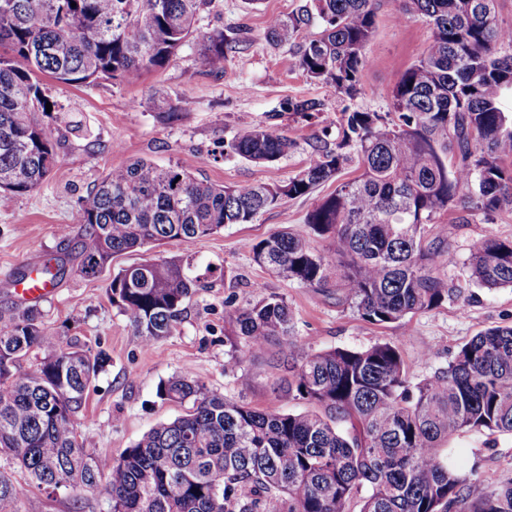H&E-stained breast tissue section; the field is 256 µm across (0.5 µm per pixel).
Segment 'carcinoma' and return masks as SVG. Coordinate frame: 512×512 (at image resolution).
I'll list each match as a JSON object with an SVG mask.
<instances>
[{
	"label": "carcinoma",
	"mask_w": 512,
	"mask_h": 512,
	"mask_svg": "<svg viewBox=\"0 0 512 512\" xmlns=\"http://www.w3.org/2000/svg\"><path fill=\"white\" fill-rule=\"evenodd\" d=\"M212 2L0 0V198L36 191L57 163L52 122L61 106L44 78L135 84L189 44L206 67L224 72V30L199 26ZM407 14L424 17L432 35L392 85L391 111L344 108L336 148H318L282 184H211L145 159L112 168L81 197L79 228H59L74 252L37 271L54 288L70 260L81 277L97 279L123 253L249 223L355 161L360 174L308 213L309 233L277 231L251 243L254 262L309 288L336 289L340 303L373 324L457 297L459 285L438 264L453 227L437 218L459 200L486 216L512 205V113L501 108L512 96V54L500 52L512 46V26L495 0H403L395 20ZM375 23L376 0H310L272 17L266 38L296 47L308 79L352 98ZM314 25L317 36L297 41ZM146 106L173 118L185 101L151 95ZM289 147L286 136L254 124L240 126L228 145L256 164ZM466 269L480 288H512V240L475 241ZM198 283L181 260L149 258L113 274L109 292L153 345L171 335ZM254 288L257 301L224 306L226 369L271 350L288 372L284 395L313 410H255L184 372L156 391L164 402L190 403L184 414L119 458L100 456L84 446L75 414L105 356L61 346L33 305L0 318V455L52 493L104 486L111 512H512V481L486 483L477 464L463 469L451 445L469 433L512 435V326L477 334L447 367L415 383L393 341L307 349L287 301ZM35 349L44 357L21 372ZM19 495L0 468V512H19Z\"/></svg>",
	"instance_id": "obj_1"
}]
</instances>
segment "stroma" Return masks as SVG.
<instances>
[{
    "instance_id": "35a3bbf8",
    "label": "stroma",
    "mask_w": 512,
    "mask_h": 512,
    "mask_svg": "<svg viewBox=\"0 0 512 512\" xmlns=\"http://www.w3.org/2000/svg\"><path fill=\"white\" fill-rule=\"evenodd\" d=\"M304 2L260 0L253 7L247 0H213L200 25L224 31L227 61L220 74L209 71L190 45L166 68L136 84L104 81L85 87L51 82L54 100L80 106L86 130L72 133L64 121H57L58 161L46 182L32 193L0 201V278L38 267L47 254L63 252L67 243L57 233L59 225L76 222L79 199L109 168L145 158L180 165L218 185L281 183L302 169L318 146H335L336 118L343 108L389 111L394 77L424 55L431 40L429 24L418 15L394 22L400 0H376V29L367 49L370 62L357 95L349 99L331 86L310 82L288 47L266 39L270 17L288 14ZM156 90L172 99H192L193 105L173 119L142 107V99ZM300 99L316 100L323 109L307 115L289 110V102ZM245 117L287 136L292 143L288 154L269 166L225 154ZM335 188V182L323 183L310 195L281 200L250 223L228 224L196 242L171 241L155 249V256L182 259L187 273L200 277L202 286L184 303L173 333L154 346H144L112 305L108 277L88 280L67 272L52 293L38 301L42 325L62 344L77 343L108 356L77 415L85 447L120 457L156 424L182 414L180 404L157 398L156 387L183 371L253 408L303 411L304 403L284 397L280 383L285 373L269 357L249 359L233 372L225 368L224 304L241 307L255 300L257 282L264 283L266 293L286 299L295 331L306 346L318 351L396 341L416 381L445 367L479 332L512 325V288L469 285L465 268L476 240L512 239V206L489 218L459 208L441 215V223L453 225L455 232L441 268L460 284L461 292L399 323L367 322L349 307L337 305L335 296L324 290L267 275L254 262L250 243L280 230L307 233L308 212ZM455 444L463 462L480 458V474L487 482L512 480L511 435L498 436L490 445L484 436L471 434ZM0 467L14 472L21 490L20 512H110L104 489L49 494L30 485L6 457H0Z\"/></svg>"
}]
</instances>
